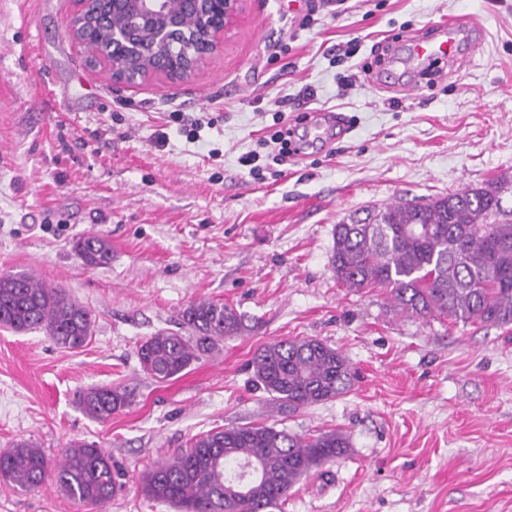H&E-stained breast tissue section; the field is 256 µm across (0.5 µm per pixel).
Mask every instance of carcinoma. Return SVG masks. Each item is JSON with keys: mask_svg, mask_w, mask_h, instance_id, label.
I'll return each instance as SVG.
<instances>
[{"mask_svg": "<svg viewBox=\"0 0 512 512\" xmlns=\"http://www.w3.org/2000/svg\"><path fill=\"white\" fill-rule=\"evenodd\" d=\"M512 178L466 186L429 200L399 201L364 209L334 228L330 256L336 281L354 291L386 289L410 316H447L463 323L512 326ZM82 264L96 268L111 257L109 240L87 234L74 244ZM184 336L161 330L138 349L141 368L167 380L199 360L214 343L238 335L242 319L213 300L190 302L180 314ZM0 325L16 333L42 329L62 349L78 350L92 336V315L59 288L27 272L0 274ZM250 366L257 388L279 410L296 411L349 391L353 374L343 354L315 338L274 341L259 348ZM129 394L95 387L80 397L93 419L123 409ZM350 448L342 431L305 437L263 424L213 430L143 474L141 486L154 501L177 512H272L301 478ZM261 465L240 490L238 472ZM54 478L71 500L98 509L112 499V466L101 449L74 441L52 468L42 449L20 440L0 451V479L19 489L41 488Z\"/></svg>", "mask_w": 512, "mask_h": 512, "instance_id": "carcinoma-1", "label": "carcinoma"}]
</instances>
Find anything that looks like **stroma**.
<instances>
[{
  "instance_id": "35a3bbf8",
  "label": "stroma",
  "mask_w": 512,
  "mask_h": 512,
  "mask_svg": "<svg viewBox=\"0 0 512 512\" xmlns=\"http://www.w3.org/2000/svg\"><path fill=\"white\" fill-rule=\"evenodd\" d=\"M245 0L223 51L187 82L112 86L65 36L74 0H0V273L28 272L86 306L88 344L0 328V450L33 441L58 462L74 440L110 458L107 512H175L139 478L196 436L266 424L343 430L346 455L299 481L282 512H512V331L409 317L380 288L354 292L330 266L355 212L512 176V0ZM451 18L479 20L482 49L436 84H372L377 44ZM353 42L350 57L332 49ZM312 86L313 100L297 94ZM318 110L344 134L272 160L274 111ZM202 119L188 141L172 115ZM166 132L165 147L154 144ZM259 155L250 174L242 155ZM95 233L112 259L84 267ZM209 299L244 318L178 376L137 350ZM315 337L340 350L351 390L282 414L252 381L262 344ZM133 395L112 418L76 402L93 386ZM0 512H91L54 483L0 482ZM74 250L85 267L96 268L110 260L112 246L106 238L90 233L75 242Z\"/></svg>"
}]
</instances>
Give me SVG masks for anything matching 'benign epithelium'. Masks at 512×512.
<instances>
[{"instance_id": "benign-epithelium-1", "label": "benign epithelium", "mask_w": 512, "mask_h": 512, "mask_svg": "<svg viewBox=\"0 0 512 512\" xmlns=\"http://www.w3.org/2000/svg\"><path fill=\"white\" fill-rule=\"evenodd\" d=\"M243 0H75L67 35L78 48L101 26L110 27L108 50L92 67L114 84L152 79L188 81L224 48V34ZM196 20L191 32L187 18Z\"/></svg>"}]
</instances>
